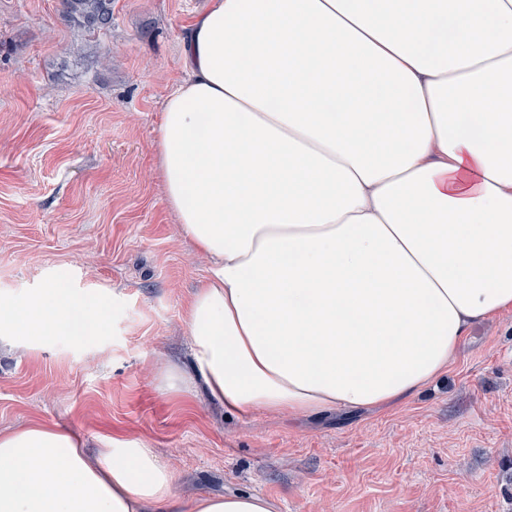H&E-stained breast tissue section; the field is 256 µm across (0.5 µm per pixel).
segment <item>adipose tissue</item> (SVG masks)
<instances>
[{"label": "adipose tissue", "instance_id": "adipose-tissue-1", "mask_svg": "<svg viewBox=\"0 0 512 512\" xmlns=\"http://www.w3.org/2000/svg\"><path fill=\"white\" fill-rule=\"evenodd\" d=\"M159 125L165 201L209 262L192 374L232 413L386 409L512 308V0H210ZM100 311L51 286L15 345ZM0 432V512H276L185 500L150 448Z\"/></svg>", "mask_w": 512, "mask_h": 512}]
</instances>
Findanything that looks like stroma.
<instances>
[{
  "instance_id": "stroma-1",
  "label": "stroma",
  "mask_w": 512,
  "mask_h": 512,
  "mask_svg": "<svg viewBox=\"0 0 512 512\" xmlns=\"http://www.w3.org/2000/svg\"><path fill=\"white\" fill-rule=\"evenodd\" d=\"M207 2L112 0L111 27L93 32L59 0H0V294L54 284L103 308L94 335L0 344V431L136 442L188 500L512 512V310L472 327L447 371L396 408L228 414L161 386L159 368L190 367L186 313L208 262L165 202L158 127Z\"/></svg>"
}]
</instances>
